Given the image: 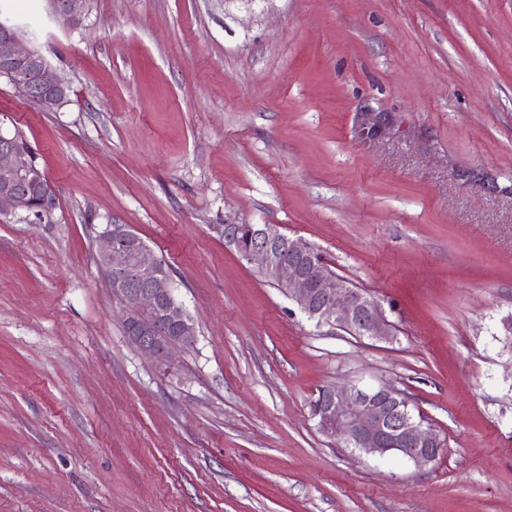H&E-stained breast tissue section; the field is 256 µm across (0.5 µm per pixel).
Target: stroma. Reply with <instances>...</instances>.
<instances>
[{
  "mask_svg": "<svg viewBox=\"0 0 512 512\" xmlns=\"http://www.w3.org/2000/svg\"><path fill=\"white\" fill-rule=\"evenodd\" d=\"M71 88L0 80L50 215L0 214V512H512V0H0ZM130 225L195 342L160 362L94 261ZM275 224L383 308L316 326L224 244ZM387 382L445 442L358 457L321 387ZM89 0H47L55 21L64 28L81 26L88 15Z\"/></svg>",
  "mask_w": 512,
  "mask_h": 512,
  "instance_id": "obj_1",
  "label": "stroma"
}]
</instances>
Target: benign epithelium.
I'll return each instance as SVG.
<instances>
[{"label": "benign epithelium", "mask_w": 512, "mask_h": 512, "mask_svg": "<svg viewBox=\"0 0 512 512\" xmlns=\"http://www.w3.org/2000/svg\"><path fill=\"white\" fill-rule=\"evenodd\" d=\"M55 21L76 28L88 15V0H47ZM21 29L0 20V79L28 93L46 112L69 102L70 88L37 50L22 46ZM56 194L36 166L34 151L8 130L0 129V211L47 215ZM242 258L275 283L318 326L358 337L388 340L392 326L380 305L329 271L316 249L275 224H254ZM94 260L106 276L122 311L130 341L142 353L163 361L185 342L196 341V325L175 295L167 265L127 224H109L95 238ZM318 429L360 457L399 456L418 466L434 462L444 441L424 427L408 397L380 383L331 384L311 401Z\"/></svg>", "instance_id": "7a95c632"}]
</instances>
